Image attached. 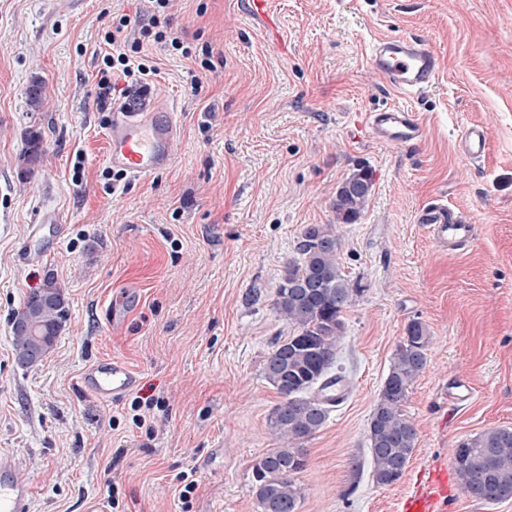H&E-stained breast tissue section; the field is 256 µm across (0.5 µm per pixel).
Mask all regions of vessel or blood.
<instances>
[{
	"mask_svg": "<svg viewBox=\"0 0 512 512\" xmlns=\"http://www.w3.org/2000/svg\"><path fill=\"white\" fill-rule=\"evenodd\" d=\"M249 9L270 36L279 37L280 20L272 0H249ZM370 62L400 95L425 93L439 70L436 54L426 43L415 39L375 38L370 45ZM366 124L374 139L398 145L416 144L424 134L419 115L398 105L368 113ZM174 132V117L166 110L143 112L126 105L113 106L106 132V160L124 175H150L169 165ZM458 147L464 157L481 159L488 147L485 128H467ZM418 220L437 245L452 254L469 245L476 235V226L469 216L441 202L424 207ZM80 382L82 389L95 398L116 401L134 389L136 372L119 358L100 359L85 367ZM16 467L15 458L0 455V512H29L31 492L15 479ZM449 497L448 471L441 468L426 486L403 499L401 512H446Z\"/></svg>",
	"mask_w": 512,
	"mask_h": 512,
	"instance_id": "vessel-or-blood-1",
	"label": "vessel or blood"
}]
</instances>
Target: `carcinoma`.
Masks as SVG:
<instances>
[{"label":"carcinoma","mask_w":512,"mask_h":512,"mask_svg":"<svg viewBox=\"0 0 512 512\" xmlns=\"http://www.w3.org/2000/svg\"><path fill=\"white\" fill-rule=\"evenodd\" d=\"M372 187L368 167L360 166L336 192V223L312 224L297 244L300 258L288 263L273 302L275 313L295 326L296 334L277 344L267 358L265 377L281 401L269 425L280 441L260 459L254 474L261 512H298L303 496L296 474L304 470V441L322 429L337 403L324 391L342 376L332 374L344 330L343 315L355 288L340 262L341 224L354 222L366 206ZM68 309L62 290L49 279L27 296L12 322L26 321V330L12 329L18 363L33 366L53 349ZM431 336L425 324L411 321L393 357L376 404L368 438L375 483L389 486L404 474L416 448L417 429L404 413L407 393L426 367ZM461 490L485 505L512 498V429L492 428L476 434L453 451Z\"/></svg>","instance_id":"carcinoma-1"}]
</instances>
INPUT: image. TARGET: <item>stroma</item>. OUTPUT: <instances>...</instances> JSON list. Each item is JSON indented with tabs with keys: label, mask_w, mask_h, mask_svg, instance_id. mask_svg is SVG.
Here are the masks:
<instances>
[{
	"label": "stroma",
	"mask_w": 512,
	"mask_h": 512,
	"mask_svg": "<svg viewBox=\"0 0 512 512\" xmlns=\"http://www.w3.org/2000/svg\"><path fill=\"white\" fill-rule=\"evenodd\" d=\"M249 0H172V25L213 68L161 44L148 99L179 127L172 162L116 179L105 161V115L94 87L104 35L127 17L137 36L147 0H0V455L19 462L30 512H259L253 466L279 440L280 397L265 360L293 329L273 302L306 225L332 224L338 185L357 164L374 185L363 214L341 226L339 262L355 287L336 368L350 393L305 441L298 512H399L403 498L452 463L464 440L512 429V0H274L287 51L253 19ZM421 36L440 69L424 94H395L374 69L375 36ZM198 90H191L194 75ZM45 83L31 111L27 88ZM399 104L422 141L373 139L365 116ZM484 126L478 162L458 137ZM41 156L23 159L29 130ZM467 213L471 246L443 252L417 222L433 201ZM63 224L19 250L44 215ZM54 278L69 319L34 367L17 364L11 318ZM126 298L122 326L106 310ZM431 336L428 363L403 409L418 443L393 485L372 479L369 423L413 318ZM117 357L137 373L114 403L85 393L82 370ZM473 401L448 406L450 380ZM198 488L180 499V476Z\"/></svg>",
	"instance_id": "35a3bbf8"
}]
</instances>
